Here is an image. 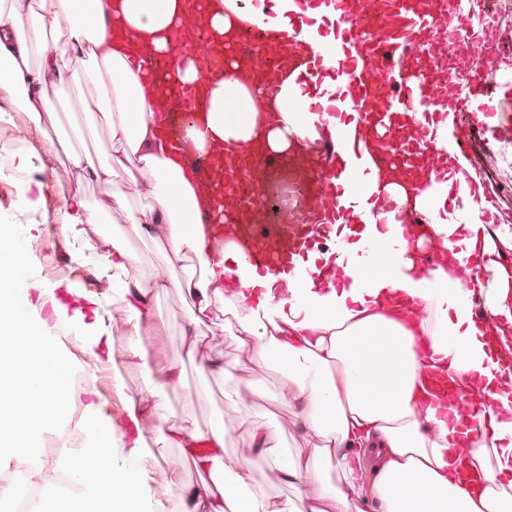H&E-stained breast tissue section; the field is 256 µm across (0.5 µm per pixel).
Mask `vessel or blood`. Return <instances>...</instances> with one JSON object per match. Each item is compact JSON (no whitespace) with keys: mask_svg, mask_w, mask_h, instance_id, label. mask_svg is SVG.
Instances as JSON below:
<instances>
[{"mask_svg":"<svg viewBox=\"0 0 512 512\" xmlns=\"http://www.w3.org/2000/svg\"><path fill=\"white\" fill-rule=\"evenodd\" d=\"M376 0H250L263 25L252 26L240 43L234 44L237 77L248 85H259L271 93L282 47L301 41L309 50L294 82L305 97L308 112L328 113L336 119L338 134L312 147L315 165L302 158L277 154H255L252 166L236 185L242 196V211L229 216L216 207L209 218L222 244H230L251 266L277 275L282 287L305 285L312 271L310 254L323 251L335 232L336 222L350 215L357 195L371 188L373 170L401 164L398 150L392 149L395 117L401 112L416 113L415 142L425 151L430 174L441 176L449 151L463 150L466 131L479 123L484 108H472V98L495 74L492 49L470 45L468 62L461 73L440 80L437 71L407 45L375 39L371 29ZM402 9L410 18L413 42L435 36L440 27H462L466 19L452 0H433L422 9L418 0H403ZM276 21L283 28L280 42L268 38L266 23ZM181 58L193 61L200 74L213 73L220 62L211 35L194 36L179 46ZM145 90L160 91V119L176 122L178 112L195 109L199 89L193 84H177L171 69L146 73ZM454 117L447 148L437 147L439 122ZM379 138V152L367 149L371 138ZM178 149L199 169L201 185L212 189L215 162L201 155L192 144ZM291 183L296 206L271 210L272 193L280 176ZM374 258L362 262L363 275L378 273L397 276L400 254L389 242L372 243ZM465 406H478L484 413L512 419V409L487 397L481 389L465 393Z\"/></svg>","mask_w":512,"mask_h":512,"instance_id":"b4317fda","label":"vessel or blood"}]
</instances>
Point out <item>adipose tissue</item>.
<instances>
[{
    "label": "adipose tissue",
    "mask_w": 512,
    "mask_h": 512,
    "mask_svg": "<svg viewBox=\"0 0 512 512\" xmlns=\"http://www.w3.org/2000/svg\"><path fill=\"white\" fill-rule=\"evenodd\" d=\"M183 22L219 37L246 32L256 19L242 0H211L202 14L193 0H49L45 7L0 0V87L35 122H52L58 102L49 87L63 85L68 71L85 70L90 87L81 109L89 127L109 131L111 160L68 152L79 178L96 184L100 198L93 205L72 198L64 225L100 224L118 208L133 234L162 245L169 262L194 264L179 279L140 281L134 275L140 255L123 236L113 235L107 261L133 327L128 360L147 362L138 330L152 315L153 293L171 288L187 308L184 352L159 374L146 375L152 401L126 402L129 423L155 418L154 440L137 436L127 464L116 465L111 422L90 418L85 446L65 459L72 489L44 480L35 512H153L141 471L154 460L157 443L184 449L186 461L202 475L199 484L180 492L181 512H362L369 500L382 512H512V420L466 411L446 421L425 375L433 370L454 387L481 381L489 396L512 405V375L504 373L512 360L495 346L512 339V264L499 249L512 242V226L491 230L478 209L449 210L456 159H449L442 181L415 173L414 194L403 188L402 175L376 172L374 185L389 193L394 209L376 218L372 205H365L366 236L355 243L332 238L323 260L356 266L359 250L374 239H399L403 218L415 211L432 224L435 249L447 251L446 266L424 276L411 256L397 280L373 277L341 289L311 281L280 297L276 277L244 272L235 250L215 249L205 229L212 201L197 189L194 164L157 122V99L144 92V73L132 63L136 47L150 45L159 59L175 60L182 82L197 81L194 63L174 57L173 35ZM301 59V50L285 53L277 93L261 98L231 71L210 77L186 137L228 163L256 144L275 154L307 152L321 135L335 133L336 119L286 108L298 96L291 73ZM118 167L126 175L120 184L113 180ZM146 175L152 178V202L130 207L127 199ZM450 264L490 271L491 278L477 293L449 285ZM478 296L487 308L482 325L472 315ZM219 312L236 318L233 338L240 355L278 363L302 407L301 450L273 461L292 496L272 499L252 482L249 464L268 445L262 426L250 425L241 450L230 457L223 453L229 436L223 418L203 428L189 426L165 399L166 386L182 380L189 364L205 377H232V367L202 333ZM367 469L373 479L365 484ZM332 471L338 484L325 481ZM310 478L315 489L308 495L302 485Z\"/></svg>",
    "instance_id": "adipose-tissue-1"
}]
</instances>
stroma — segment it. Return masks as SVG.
I'll return each instance as SVG.
<instances>
[{"label":"stroma","mask_w":512,"mask_h":512,"mask_svg":"<svg viewBox=\"0 0 512 512\" xmlns=\"http://www.w3.org/2000/svg\"><path fill=\"white\" fill-rule=\"evenodd\" d=\"M474 40H493L501 45L500 70L488 88L485 104L494 108L485 124L473 126L465 147V163L480 179L485 189H492L495 179H507L497 157L484 149L485 141L498 144L512 153V11H499L492 17L471 20ZM26 196L25 210H18L19 196ZM81 196L94 202L98 189L81 181L70 163L50 157L45 138L29 113L18 111L10 97L0 90V216L22 227L27 251L36 268L33 286L54 288L74 296L65 314L70 327L58 329L61 348L84 378L87 395L71 406L68 421L85 417L84 406L94 403L98 416L114 420L113 434L123 446L115 454L116 464L127 460L126 446L132 438L118 421L124 415L128 397H139L145 389L147 370H159L182 349L180 327L186 314L175 290L154 294L153 316L143 323L140 341L149 353L148 368L127 362V337L131 327L121 296L107 287L111 275L106 257L111 251L104 241L102 226L79 224L62 227L60 215L66 201ZM115 314L118 332L112 335V361L89 359L86 342L79 332L92 329L98 309ZM120 368L123 387L112 380L113 368ZM236 380L210 381L209 393H201V379L194 368H186L182 383L166 387L169 406L185 421L205 426L211 418L223 415L230 436L226 452H234L242 432L241 416L234 404L237 380H259L258 394L249 396L250 418L266 425L272 434L277 454L295 452L301 442V408L278 366L261 360L244 363L236 371ZM156 459L143 471L155 512H173L179 491L198 483L199 476L184 461V452L163 444L155 447Z\"/></svg>","instance_id":"35a3bbf8"}]
</instances>
